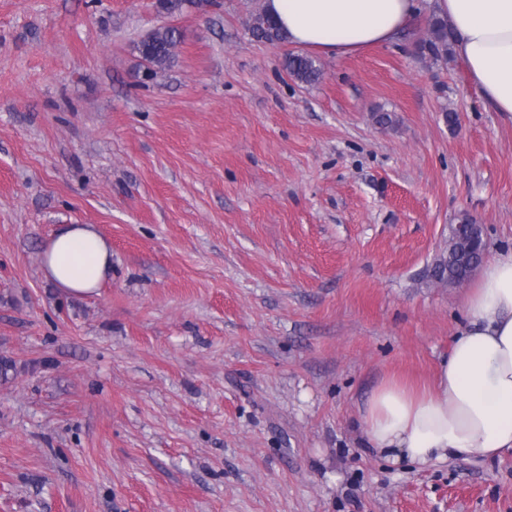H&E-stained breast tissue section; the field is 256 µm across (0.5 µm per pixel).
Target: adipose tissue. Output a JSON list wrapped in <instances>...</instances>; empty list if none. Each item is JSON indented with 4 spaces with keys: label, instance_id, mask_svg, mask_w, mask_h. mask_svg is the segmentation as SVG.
Masks as SVG:
<instances>
[{
    "label": "adipose tissue",
    "instance_id": "ef3b65f1",
    "mask_svg": "<svg viewBox=\"0 0 512 512\" xmlns=\"http://www.w3.org/2000/svg\"><path fill=\"white\" fill-rule=\"evenodd\" d=\"M448 21L468 81L498 112L512 116V0H433ZM288 42L328 57H348L399 37L417 0H265ZM45 276L74 295L94 294L112 273V250L90 224L55 232L43 252ZM364 435L392 463L512 452V249L475 274L465 323L431 387L380 383L361 412Z\"/></svg>",
    "mask_w": 512,
    "mask_h": 512
}]
</instances>
